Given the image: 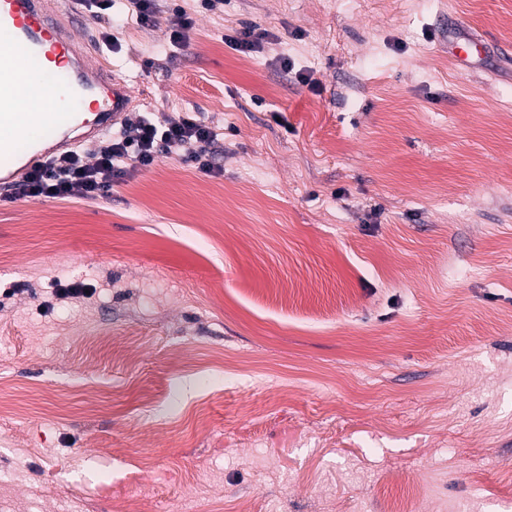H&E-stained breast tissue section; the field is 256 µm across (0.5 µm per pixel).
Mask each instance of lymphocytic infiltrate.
Wrapping results in <instances>:
<instances>
[{
    "instance_id": "lymphocytic-infiltrate-1",
    "label": "lymphocytic infiltrate",
    "mask_w": 512,
    "mask_h": 512,
    "mask_svg": "<svg viewBox=\"0 0 512 512\" xmlns=\"http://www.w3.org/2000/svg\"><path fill=\"white\" fill-rule=\"evenodd\" d=\"M216 133L197 113L176 120L141 118L133 127L112 130L80 150L58 154L44 167L16 182L10 197L97 198L133 171L152 167L163 155L175 154L199 171L219 174L212 146Z\"/></svg>"
}]
</instances>
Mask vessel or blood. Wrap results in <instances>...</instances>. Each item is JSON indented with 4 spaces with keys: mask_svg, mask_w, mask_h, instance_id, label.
Listing matches in <instances>:
<instances>
[{
    "mask_svg": "<svg viewBox=\"0 0 512 512\" xmlns=\"http://www.w3.org/2000/svg\"><path fill=\"white\" fill-rule=\"evenodd\" d=\"M81 20L73 0H0V187L13 184L58 153L98 139L125 121L133 96L112 71L111 58L95 42L78 39ZM53 62L49 87L58 118L47 137L26 152L17 144L28 129L44 123L38 112L18 113L24 84L15 73L19 55Z\"/></svg>",
    "mask_w": 512,
    "mask_h": 512,
    "instance_id": "vessel-or-blood-1",
    "label": "vessel or blood"
}]
</instances>
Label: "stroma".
Segmentation results:
<instances>
[{
    "instance_id": "35a3bbf8",
    "label": "stroma",
    "mask_w": 512,
    "mask_h": 512,
    "mask_svg": "<svg viewBox=\"0 0 512 512\" xmlns=\"http://www.w3.org/2000/svg\"><path fill=\"white\" fill-rule=\"evenodd\" d=\"M407 2L114 11L222 173L0 190V512H512V0ZM132 15L135 13L136 22L143 27H154L159 23V11L156 0H127ZM51 285L54 288V295L58 300L79 297L90 299L96 292V287L78 281L63 285L60 281L53 280Z\"/></svg>"
}]
</instances>
